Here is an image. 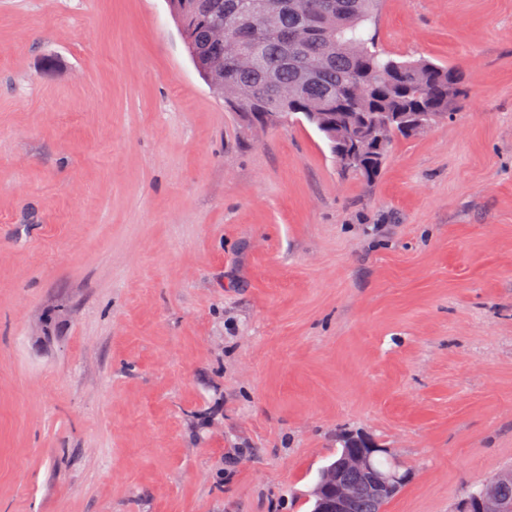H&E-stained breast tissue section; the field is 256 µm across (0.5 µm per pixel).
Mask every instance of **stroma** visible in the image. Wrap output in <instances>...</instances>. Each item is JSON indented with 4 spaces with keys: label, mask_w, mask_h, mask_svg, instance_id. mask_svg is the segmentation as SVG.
I'll use <instances>...</instances> for the list:
<instances>
[{
    "label": "stroma",
    "mask_w": 512,
    "mask_h": 512,
    "mask_svg": "<svg viewBox=\"0 0 512 512\" xmlns=\"http://www.w3.org/2000/svg\"><path fill=\"white\" fill-rule=\"evenodd\" d=\"M463 67L375 182L249 127L168 0H0V512H311L338 431L456 512L512 468V0H381Z\"/></svg>",
    "instance_id": "stroma-1"
}]
</instances>
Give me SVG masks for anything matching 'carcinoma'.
<instances>
[{
    "mask_svg": "<svg viewBox=\"0 0 512 512\" xmlns=\"http://www.w3.org/2000/svg\"><path fill=\"white\" fill-rule=\"evenodd\" d=\"M185 45L199 75L222 84L224 105L243 116L255 112H360L380 124L383 149L358 172L376 180L393 140L408 137L401 123L419 112L455 111L467 94L459 65L397 59L372 32L378 0H279L239 23L251 0H174ZM224 26V41L211 39ZM260 45L243 54L244 40ZM373 469L399 472L402 465L378 454ZM356 491L353 512H380L366 491L368 475L344 473Z\"/></svg>",
    "mask_w": 512,
    "mask_h": 512,
    "instance_id": "carcinoma-1",
    "label": "carcinoma"
}]
</instances>
